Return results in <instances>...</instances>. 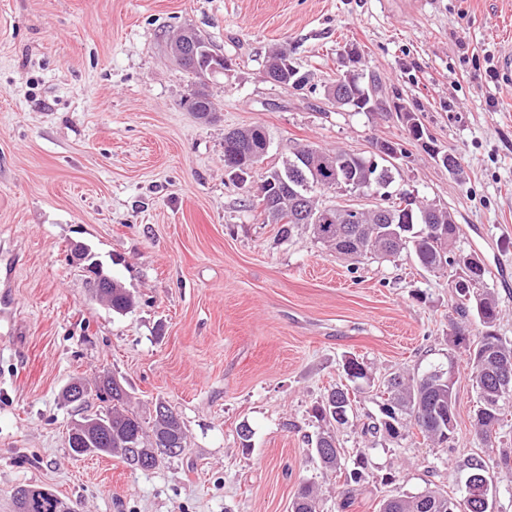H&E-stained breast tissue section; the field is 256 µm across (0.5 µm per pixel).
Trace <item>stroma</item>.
<instances>
[{"label":"stroma","mask_w":512,"mask_h":512,"mask_svg":"<svg viewBox=\"0 0 512 512\" xmlns=\"http://www.w3.org/2000/svg\"><path fill=\"white\" fill-rule=\"evenodd\" d=\"M189 25L231 59L211 78V119L185 99L192 74L167 53ZM512 45V0H0V264L16 302L0 321V512L12 493L45 484L73 512H289L315 484L322 512L343 489L312 457V409L345 384L354 357L376 384L391 373L454 368L456 428L447 447L422 437L372 442L379 413L359 397L332 424L346 455L368 465L350 512L434 485L459 495L472 456H512V403L492 445L474 430L477 395L463 355L462 268L338 257L305 227L280 237L255 191L224 165L228 130L263 127L264 169L311 142L368 152L401 143L393 192L448 208L456 251L490 272L497 332L512 342V92L490 78ZM286 46L302 85L264 76ZM356 47L384 105L357 112L325 91ZM424 130L408 138L395 104ZM457 157L451 173L437 153ZM89 247L134 294L127 313L96 300L72 244ZM116 376L151 421L157 402L180 417L187 448L148 471L109 455L71 452L73 378ZM251 430L243 448L239 426Z\"/></svg>","instance_id":"stroma-1"}]
</instances>
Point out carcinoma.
Returning a JSON list of instances; mask_svg holds the SVG:
<instances>
[{
  "mask_svg": "<svg viewBox=\"0 0 512 512\" xmlns=\"http://www.w3.org/2000/svg\"><path fill=\"white\" fill-rule=\"evenodd\" d=\"M378 84H361L351 92L339 84L327 89V96L341 106L357 112H372L378 105L372 103ZM228 136L237 143L238 150L224 164L231 175L245 184L253 171V154L268 145L265 131L259 126L237 129ZM330 157L345 163L346 178L365 189L377 192L384 204L381 212L364 210L355 224L345 222L346 209L338 201L321 199L327 192L339 193L336 171L330 169ZM397 167L378 154H360L345 150L325 151L311 144H297L278 168L260 176L257 188L266 190L277 207H262L263 222L280 225L284 237L291 235L298 225L309 227L313 236L333 247L340 255L359 250L364 257L388 259L403 252L413 254L416 263L426 271H441L461 261L453 254L459 237L458 224L448 223V211L422 203L404 193L392 194ZM484 266L469 269L456 281L455 312L462 318L474 311L483 327L473 344L458 336L454 344L465 345L467 365L472 386L478 398L475 422L487 420L499 424L503 402L497 394V383L502 373V362L512 364V343L495 330L499 315L494 293L485 284ZM106 302L116 313H124L135 304L134 295L118 281ZM344 371L352 389L334 388L321 404L314 408L315 418L324 423L344 424L353 412L355 395L364 392L370 384L369 368L356 358L347 360ZM104 410L86 415L81 421L87 428L70 437L69 448L77 455L118 454L132 469H140L143 460L153 457L156 439L164 437L172 448L187 447V436L179 416L167 405H155L151 425H144L141 417L131 409L126 389L106 376L96 384ZM456 392L448 383V374L427 371L421 375L395 372L384 383L380 396L379 416L365 429L372 437L398 442L418 431L438 445L448 442L455 430ZM313 452L319 463L339 473L345 485V498L340 508L351 506V496L364 478L367 457L358 454L352 463H346L342 448L328 429L317 434ZM466 468L476 484L483 483L491 468V461L478 456L467 461ZM17 512H61V499L54 492H43V486L26 484L14 491ZM321 499L313 485L305 484L291 504L290 512H320ZM380 512H494V499L471 497L469 493L457 498L437 487L384 500Z\"/></svg>",
  "mask_w": 512,
  "mask_h": 512,
  "instance_id": "obj_1",
  "label": "carcinoma"
}]
</instances>
